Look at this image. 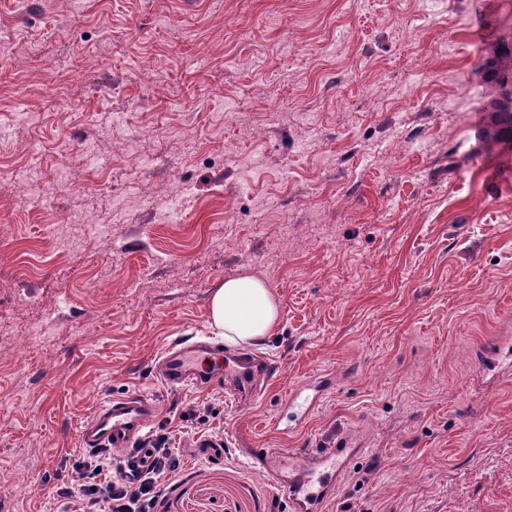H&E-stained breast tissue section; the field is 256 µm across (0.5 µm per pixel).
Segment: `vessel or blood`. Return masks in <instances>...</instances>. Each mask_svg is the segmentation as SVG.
Listing matches in <instances>:
<instances>
[{
    "instance_id": "obj_1",
    "label": "vessel or blood",
    "mask_w": 512,
    "mask_h": 512,
    "mask_svg": "<svg viewBox=\"0 0 512 512\" xmlns=\"http://www.w3.org/2000/svg\"><path fill=\"white\" fill-rule=\"evenodd\" d=\"M215 344L198 339L168 348L158 360L159 375L171 388L212 385L215 373L199 370L200 355H215ZM223 375L225 391L237 400H252L261 392L260 382L274 371L272 362L248 353L227 355ZM158 406L145 394L133 393L98 404L81 424L83 447L133 453L136 461L147 458L144 447L148 426L155 420ZM363 450L355 435H342L322 449L293 448L287 453L264 450L258 463L276 487L288 497L292 512H315L320 498L329 496L336 480L351 459Z\"/></svg>"
}]
</instances>
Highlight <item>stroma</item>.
<instances>
[{
	"label": "stroma",
	"instance_id": "35a3bbf8",
	"mask_svg": "<svg viewBox=\"0 0 512 512\" xmlns=\"http://www.w3.org/2000/svg\"><path fill=\"white\" fill-rule=\"evenodd\" d=\"M503 53L512 0H0V118L36 115L0 156V512H64L80 425L132 392L184 458L158 512H290L251 455L341 431L365 451L324 512H512V376L478 379L512 352V135L480 144L468 92ZM62 217L105 230L61 257ZM241 274L281 307L264 393L168 388Z\"/></svg>",
	"mask_w": 512,
	"mask_h": 512
}]
</instances>
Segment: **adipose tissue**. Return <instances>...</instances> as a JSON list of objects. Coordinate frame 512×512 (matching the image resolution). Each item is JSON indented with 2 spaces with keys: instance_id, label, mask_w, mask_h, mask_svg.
Returning a JSON list of instances; mask_svg holds the SVG:
<instances>
[{
  "instance_id": "adipose-tissue-1",
  "label": "adipose tissue",
  "mask_w": 512,
  "mask_h": 512,
  "mask_svg": "<svg viewBox=\"0 0 512 512\" xmlns=\"http://www.w3.org/2000/svg\"><path fill=\"white\" fill-rule=\"evenodd\" d=\"M211 325L225 343L251 346L273 332L280 305L261 280L239 275L225 278L209 296Z\"/></svg>"
}]
</instances>
